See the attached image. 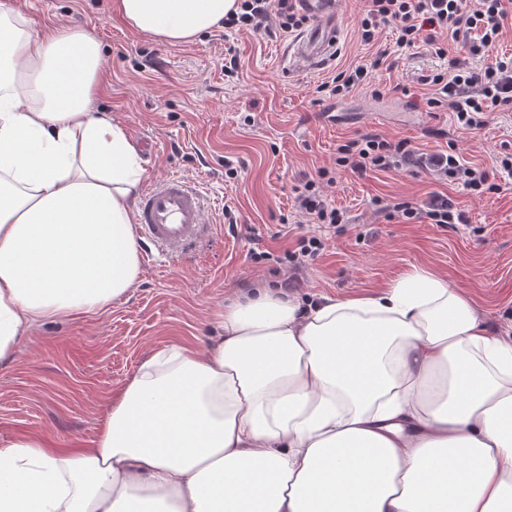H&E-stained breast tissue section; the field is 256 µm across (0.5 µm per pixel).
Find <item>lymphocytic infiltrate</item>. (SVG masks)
Wrapping results in <instances>:
<instances>
[{
  "instance_id": "1",
  "label": "lymphocytic infiltrate",
  "mask_w": 512,
  "mask_h": 512,
  "mask_svg": "<svg viewBox=\"0 0 512 512\" xmlns=\"http://www.w3.org/2000/svg\"><path fill=\"white\" fill-rule=\"evenodd\" d=\"M306 21L299 15L292 0H239L238 12L225 16L224 26L234 31L259 33L278 24L283 32L300 28ZM512 24V0H367L361 20L363 43L375 41L382 27H390L398 48L425 45L436 54H444L439 43L448 35L471 54H479L499 41L503 31ZM435 91L426 100L429 111L448 108L455 122L464 129L484 125L485 115L512 108V56L502 55L476 70L456 69L454 74L430 76ZM338 166L355 173L369 169L386 170L398 165L409 155L407 141L392 142L377 136H366L339 147ZM441 174L461 181L464 188L477 196L497 194L500 183L489 173L462 163L458 156L448 155L440 161ZM322 179L311 178L295 189L297 207L311 216L314 223L333 228L345 223L343 211L325 198ZM390 218L406 223L421 220L432 224H464V210L450 199L436 196L430 201H402L387 208Z\"/></svg>"
}]
</instances>
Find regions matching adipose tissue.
Listing matches in <instances>:
<instances>
[{
    "instance_id": "adipose-tissue-1",
    "label": "adipose tissue",
    "mask_w": 512,
    "mask_h": 512,
    "mask_svg": "<svg viewBox=\"0 0 512 512\" xmlns=\"http://www.w3.org/2000/svg\"><path fill=\"white\" fill-rule=\"evenodd\" d=\"M194 42L237 0H114ZM102 52L0 0V362L38 325L96 314L142 269L146 170L90 111ZM198 349L172 344L112 399L91 447L0 444V512H512V340L446 278L302 305L257 288Z\"/></svg>"
}]
</instances>
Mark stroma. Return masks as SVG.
I'll return each mask as SVG.
<instances>
[{
  "label": "stroma",
  "mask_w": 512,
  "mask_h": 512,
  "mask_svg": "<svg viewBox=\"0 0 512 512\" xmlns=\"http://www.w3.org/2000/svg\"><path fill=\"white\" fill-rule=\"evenodd\" d=\"M33 29L71 26L101 44L103 90L95 112L120 123L132 143L152 137L143 155L148 180L177 176L204 188L213 236L191 260L143 266L139 282L104 312L50 321L24 339L0 365V443L31 433L60 448H86L111 399L155 351L177 341L206 348L215 317L241 290L278 288L290 295L373 294L413 268L448 277L494 332L512 337V188L497 173L501 193L476 197L441 179L435 157L456 149L465 160L493 170L512 153V110L488 113L484 126L458 127L449 110L428 112L433 89L424 76L446 70L449 59L468 67L512 54V28L491 53L477 58L456 44L438 58L424 47L395 48L389 31L361 43L364 0H336L343 35L334 57L318 69H292L294 36L228 33L218 27L185 45L157 42L129 28L114 0H11ZM389 60L376 64L379 50ZM236 60L228 78L224 66ZM366 64L365 85L348 96L316 101L313 89L349 66ZM413 110H405L404 102ZM364 135L408 141L413 155L396 170L359 175L336 164L337 149ZM327 168L325 191L350 225L327 232L325 248L290 279L284 262L314 224L298 220L293 188ZM448 196L465 210L464 224H404L387 219L380 204ZM267 252L253 262L251 251Z\"/></svg>",
  "instance_id": "35a3bbf8"
}]
</instances>
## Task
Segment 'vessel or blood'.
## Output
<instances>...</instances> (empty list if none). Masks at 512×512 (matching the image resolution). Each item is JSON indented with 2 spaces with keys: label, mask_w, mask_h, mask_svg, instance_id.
Returning a JSON list of instances; mask_svg holds the SVG:
<instances>
[{
  "label": "vessel or blood",
  "mask_w": 512,
  "mask_h": 512,
  "mask_svg": "<svg viewBox=\"0 0 512 512\" xmlns=\"http://www.w3.org/2000/svg\"><path fill=\"white\" fill-rule=\"evenodd\" d=\"M301 6L312 23L288 53L299 67L314 70L333 56L340 42L336 0H302ZM135 221L149 263L158 254L191 258L209 239L203 193L174 176L148 186L138 203Z\"/></svg>",
  "instance_id": "1"
}]
</instances>
